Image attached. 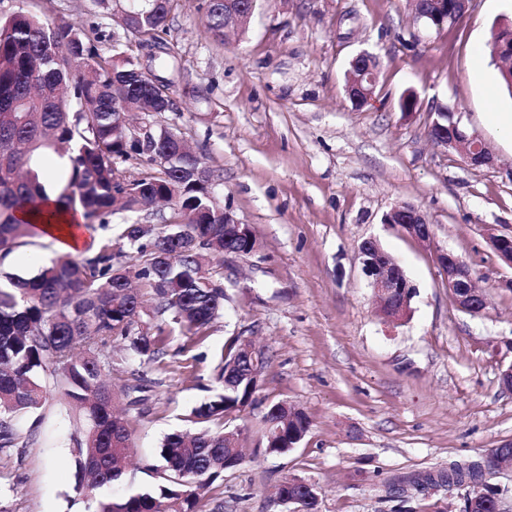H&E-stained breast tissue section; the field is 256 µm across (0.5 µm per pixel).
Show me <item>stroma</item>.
Returning a JSON list of instances; mask_svg holds the SVG:
<instances>
[{"instance_id": "1", "label": "stroma", "mask_w": 512, "mask_h": 512, "mask_svg": "<svg viewBox=\"0 0 512 512\" xmlns=\"http://www.w3.org/2000/svg\"><path fill=\"white\" fill-rule=\"evenodd\" d=\"M207 0H173L155 75L173 107L160 121L183 133L220 180L217 199L250 225L258 251L226 269L234 280L207 336L171 333L164 355L142 364L112 343L109 379L124 411L135 484L159 483L164 437L192 430L188 417L220 387L215 357L233 334H252L269 356L251 405L232 420L245 458L201 497L198 512H289L275 491L289 477L314 484L318 512H462L467 488L389 490L395 478L475 459L512 439V267L488 235L512 231V137L490 118L512 113V93L489 53L512 0H470L458 23L426 27L412 0H259L244 34L205 31ZM85 30L98 53L145 58L109 11L90 0H0L17 11ZM378 62L375 96L355 109L346 95L350 60ZM415 112L399 108L405 93ZM461 113L495 163L474 168L429 130L439 107ZM420 208L426 246L383 224L393 206ZM173 207L123 212L83 232L82 255L117 240L126 224H166ZM377 237L416 288L398 324L378 312L358 259ZM464 258L489 297L481 314L460 310L437 250ZM30 239L0 259L23 276L59 256ZM143 375L146 401L128 406L123 387ZM285 401L310 429L285 453L262 439L268 407ZM80 423L64 396L17 424L18 445L0 449V512H87L77 493L73 438Z\"/></svg>"}]
</instances>
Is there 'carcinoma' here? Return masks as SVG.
<instances>
[{
    "mask_svg": "<svg viewBox=\"0 0 512 512\" xmlns=\"http://www.w3.org/2000/svg\"><path fill=\"white\" fill-rule=\"evenodd\" d=\"M171 0H142L123 17L127 36L146 46L166 29ZM206 32L224 39V0H209ZM132 57H100L86 33L40 21L19 11L0 20V251L8 254L35 236L36 224L17 218L35 211L49 192L38 159L54 152L69 158V177L57 202L99 219L162 206L174 196L179 221L153 232L125 225L114 244L103 242L78 258L63 254L37 274L0 275V448L17 444V418L40 410L60 390L79 414L83 435L75 439V465L88 481L78 486L89 512H196L200 497L224 475L228 414L252 397L249 385L226 384L243 369V336H232L216 365L222 390L194 408L201 429L172 433L161 444L164 474L151 489L115 496L125 483L122 461L132 450L126 419L116 415L105 370L112 367V341L121 338L145 361L163 354L167 316L184 336H204L224 312V249L248 245L224 214L214 192V171L195 152H181L184 136L158 123L172 109L168 82L149 84ZM141 162L132 174L125 163ZM137 280L153 292L147 308ZM263 430L283 434L265 444L286 448L303 438L302 413L288 420L282 404L269 407ZM476 460L453 461L438 471L446 481H485Z\"/></svg>",
    "mask_w": 512,
    "mask_h": 512,
    "instance_id": "cac0c4a2",
    "label": "carcinoma"
}]
</instances>
